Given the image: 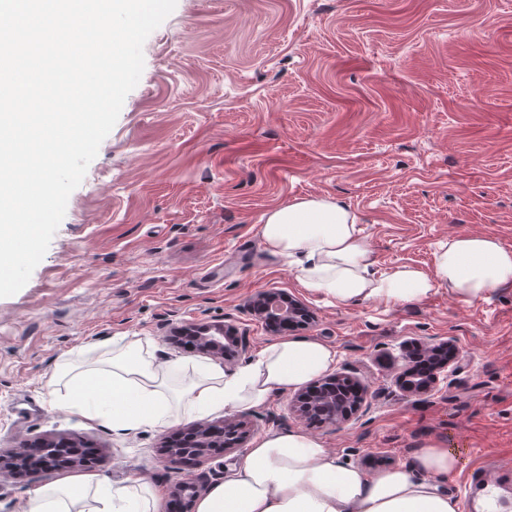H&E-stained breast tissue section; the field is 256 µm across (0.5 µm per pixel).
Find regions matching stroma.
<instances>
[{
  "label": "stroma",
  "mask_w": 512,
  "mask_h": 512,
  "mask_svg": "<svg viewBox=\"0 0 512 512\" xmlns=\"http://www.w3.org/2000/svg\"><path fill=\"white\" fill-rule=\"evenodd\" d=\"M144 70L71 193L42 261L0 298V449L65 436L98 451L95 473L162 488L227 480L241 460L174 467L163 437L199 418L126 435L56 408V366L147 342L158 361L203 352L173 327L234 323L244 365L276 336L247 309L275 289L314 315L297 337L334 346L336 373L367 389L355 419L310 429L371 474L442 439L461 468L500 469L512 512V286L463 302L440 288L413 303L339 306L261 249L268 211L307 195L353 209L376 267L431 270L437 244L487 234L512 248V0H177L147 38ZM452 341L456 372L427 396L394 383L401 348ZM294 392L248 413L254 436L305 428Z\"/></svg>",
  "instance_id": "obj_1"
}]
</instances>
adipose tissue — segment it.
<instances>
[{
	"instance_id": "obj_1",
	"label": "adipose tissue",
	"mask_w": 512,
	"mask_h": 512,
	"mask_svg": "<svg viewBox=\"0 0 512 512\" xmlns=\"http://www.w3.org/2000/svg\"><path fill=\"white\" fill-rule=\"evenodd\" d=\"M259 236L264 250L287 260L305 288L339 304L410 303L437 288L470 302L512 286V249L492 235L448 238L428 272L410 265L377 272L357 216L328 196L272 209ZM337 360L336 349L320 340L286 338L232 371L210 361L161 364L147 345L116 336L111 356L78 371L61 364L49 383L67 384L59 404L70 412L131 432L185 415L254 411L332 371ZM460 462L457 451L433 440L416 449L409 464L372 475L306 431H273L253 442L233 477L196 499L194 512H459L446 482ZM160 501L145 481L114 484L85 472L37 487L27 512H158Z\"/></svg>"
}]
</instances>
